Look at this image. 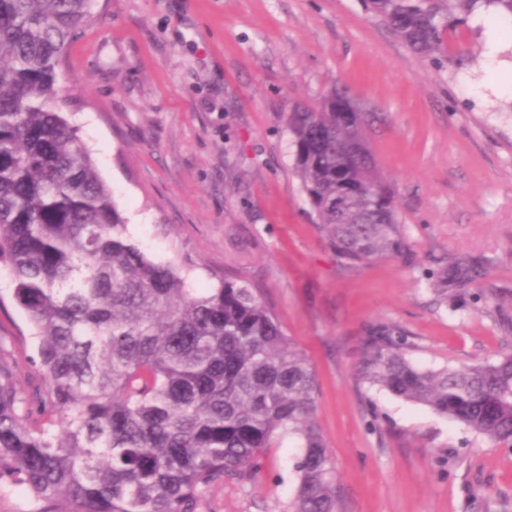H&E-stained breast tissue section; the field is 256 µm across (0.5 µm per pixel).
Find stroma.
<instances>
[{
    "mask_svg": "<svg viewBox=\"0 0 512 512\" xmlns=\"http://www.w3.org/2000/svg\"><path fill=\"white\" fill-rule=\"evenodd\" d=\"M60 85L129 235L192 287L248 281L317 377V423L340 512H512V449L359 384L372 322L408 334L425 368L512 353V89L489 65L480 12L455 27L467 68L413 53L362 0H95ZM346 87L374 124L377 167L413 264L342 267L295 173L286 115ZM482 259L465 304L427 286ZM0 360L23 397L42 383L26 315L0 269ZM297 441L277 439L259 478L209 489L197 512H288Z\"/></svg>",
    "mask_w": 512,
    "mask_h": 512,
    "instance_id": "obj_1",
    "label": "stroma"
}]
</instances>
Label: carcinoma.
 Returning a JSON list of instances; mask_svg holds the SVG:
<instances>
[{
  "instance_id": "obj_1",
  "label": "carcinoma",
  "mask_w": 512,
  "mask_h": 512,
  "mask_svg": "<svg viewBox=\"0 0 512 512\" xmlns=\"http://www.w3.org/2000/svg\"><path fill=\"white\" fill-rule=\"evenodd\" d=\"M512 0H369L409 49L447 52L480 7ZM89 0H0V264L36 341L44 389L21 409L0 363V482L37 512H196L203 492L255 481L280 433L299 441L291 512H337L340 487L316 424V377L274 309L246 282L190 287L127 235L93 152L63 115L57 73ZM352 98L294 104L287 128L316 225L346 268L410 260L394 194L374 166ZM346 195L341 218L327 208ZM484 275L478 260L432 273L454 304ZM359 380L512 447V354L423 369L404 330L362 332Z\"/></svg>"
}]
</instances>
